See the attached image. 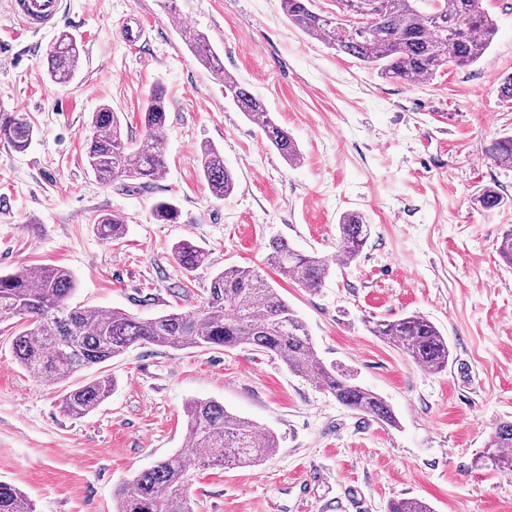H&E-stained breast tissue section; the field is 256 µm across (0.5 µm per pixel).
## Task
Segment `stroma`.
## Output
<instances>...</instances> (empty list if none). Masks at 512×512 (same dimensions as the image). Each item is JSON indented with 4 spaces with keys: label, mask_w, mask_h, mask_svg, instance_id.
Instances as JSON below:
<instances>
[{
    "label": "stroma",
    "mask_w": 512,
    "mask_h": 512,
    "mask_svg": "<svg viewBox=\"0 0 512 512\" xmlns=\"http://www.w3.org/2000/svg\"><path fill=\"white\" fill-rule=\"evenodd\" d=\"M497 23L491 48L409 87L294 28L278 0H66L59 28L24 32L0 0V107L36 128L29 149L0 143V273L58 265L75 276L73 303L140 318L198 306L215 270L258 271L303 319L319 356L379 393L397 427L352 413L277 358L246 347L178 350L136 345L109 362L115 388L94 412L66 416L63 396L96 369L53 384L15 362L0 325V481L37 512H113V494L179 450L184 404L210 398L274 432L276 454L244 468L194 473L196 512H385L418 498L434 512H512V475L479 461L495 424L512 420V266L497 252L512 206L484 210L487 186L512 196V171L485 153L512 131V0H482ZM205 32L224 62L297 141L288 166L257 125L224 97L178 30ZM142 26L135 42L122 29ZM83 48L70 85L42 59L60 32ZM169 99L166 173L129 190L85 166L91 115L111 105L133 139L154 82ZM216 146L236 178L214 198L199 174L201 145ZM174 200L177 223L152 208ZM365 214L371 237L357 261L335 265L307 292L266 263L272 240L332 258L342 213ZM124 218L122 238L95 230ZM208 254L186 276L172 247ZM189 290H182V283ZM431 319L448 339L446 371L418 367L370 333L373 320ZM95 229L97 234L103 240H113L120 238L124 233V220L116 215L105 214L95 220Z\"/></svg>",
    "instance_id": "1"
}]
</instances>
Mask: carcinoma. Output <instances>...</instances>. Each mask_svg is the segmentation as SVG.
Returning <instances> with one entry per match:
<instances>
[{
    "label": "carcinoma",
    "mask_w": 512,
    "mask_h": 512,
    "mask_svg": "<svg viewBox=\"0 0 512 512\" xmlns=\"http://www.w3.org/2000/svg\"><path fill=\"white\" fill-rule=\"evenodd\" d=\"M289 23L315 37L339 54L373 66L380 74L409 87L430 81L450 66L466 67L488 50L495 21L480 0H336V12L324 13L313 0H279ZM365 13L370 26L349 27L342 16ZM180 36L200 64L218 76L224 98L263 132L269 145L288 163L301 158L297 143L267 112L264 102L235 76L224 72V63L207 36L184 28ZM82 48L68 33H61L47 53L44 67L50 79L70 83L78 73ZM168 98L162 83L149 89L140 115L144 137L135 142L124 133L121 113L104 104L92 113L94 133L85 149L87 169L105 184L133 181L149 185L167 169L159 135L167 120ZM35 128L22 113L0 109V142L16 152L26 151ZM493 163L512 171V135L492 141L485 149ZM200 174L211 194L222 198L235 189L233 172L212 145L200 148ZM477 202L485 210L505 206L508 200L497 187L487 186ZM154 218L177 222L178 206L160 200ZM104 240L120 238L124 220L105 214L95 220ZM340 263L356 261L370 237V227L359 211H347L337 224ZM175 261L188 273L207 261L205 250L183 239L172 246ZM269 265L281 277L309 291L323 287L330 261L315 252H301L281 239L270 244ZM76 290L71 272L62 266H22L0 274V324L21 323L12 338L16 363L39 380L58 383L93 366L123 355L135 344L176 349L234 348L247 346L274 354L288 370L313 379L347 409L393 426L395 416L376 392L356 384L324 363L302 319L276 288L249 267L228 266L213 273L202 303L194 309L173 311L140 319L122 309L105 312L72 305ZM372 333L393 344L418 366L435 373L448 369V338L428 317L404 315L373 323ZM114 381L102 375L79 386L62 399L64 412L80 419L95 411L112 393ZM486 447L495 451L499 471L512 473V421L498 423ZM278 448L271 431L259 432L253 423L224 409L212 399H192L185 407L183 448L156 462L126 482L115 497V512H195L189 489L199 468L255 466L272 457ZM0 512H35L33 504L16 486L0 481ZM387 512H433L416 499L390 502Z\"/></svg>",
    "instance_id": "1"
}]
</instances>
